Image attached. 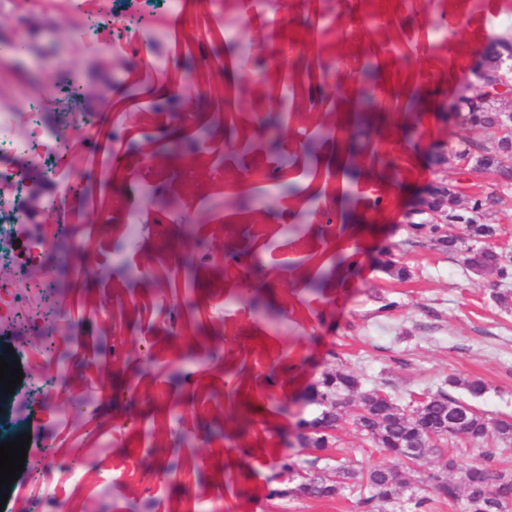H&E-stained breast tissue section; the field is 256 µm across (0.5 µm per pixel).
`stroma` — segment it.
<instances>
[{"label": "stroma", "instance_id": "stroma-1", "mask_svg": "<svg viewBox=\"0 0 512 512\" xmlns=\"http://www.w3.org/2000/svg\"><path fill=\"white\" fill-rule=\"evenodd\" d=\"M127 11L161 29L148 49L83 36ZM19 31L51 65L0 62V102L36 93L67 132L68 178L93 172L83 118L103 113L111 165L63 212L33 201L39 284L21 260L0 266L22 305L53 308L0 324L24 373L1 410L43 446L0 512H361L357 494L315 498L278 475L283 456L312 459L294 443L320 411L306 394L339 370L406 412L449 376L478 378L476 407L512 415L497 275L405 218L460 178L432 152L486 136L445 107L484 46L512 36V0H236L224 25L176 28L160 0H0V41ZM69 83L86 91L73 106ZM204 127L222 150L165 152ZM192 177L205 190L187 194ZM335 437L321 467L389 462L352 416Z\"/></svg>", "mask_w": 512, "mask_h": 512}]
</instances>
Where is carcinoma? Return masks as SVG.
Masks as SVG:
<instances>
[{"label":"carcinoma","mask_w":512,"mask_h":512,"mask_svg":"<svg viewBox=\"0 0 512 512\" xmlns=\"http://www.w3.org/2000/svg\"><path fill=\"white\" fill-rule=\"evenodd\" d=\"M464 124L483 126L491 121V114L477 106H471L463 113ZM496 199L490 196L471 200L470 210L456 214V217L470 222L467 239L471 245L466 249L465 261L477 273L494 272L504 282L512 281V266L504 262L501 253L484 244L495 235L491 224L476 222V216L490 210ZM448 385L460 387L472 399L482 397L486 392L485 383L478 379H461L450 376ZM310 399L322 407L321 413L303 420V441L312 448L316 457L309 461L315 466L320 460L318 453L329 448V430L343 419L347 408L356 403L366 414L354 415L357 430L369 443L385 451L397 461L410 459L417 464L440 449L431 447L423 439L425 428L436 423L442 416L458 412L466 419L465 441H482L493 434L505 445L512 444V422L504 419H490L479 412L471 402L453 397L439 389L424 395L409 415L396 406L390 396L374 385L361 388V382L350 373L338 370L326 375L319 386L312 389ZM497 449L486 448L477 456L467 457V450L457 447V439H448V459L442 469L425 475L423 482L435 496L461 504L462 512H509L512 507V471L498 466ZM457 474L458 480L448 478V473ZM306 492L316 498L338 496L345 490L359 493L358 503L366 512L385 504L400 500V491L405 485L399 471L391 467L353 468L345 464L336 467L332 475L312 473L307 477Z\"/></svg>","instance_id":"1"}]
</instances>
